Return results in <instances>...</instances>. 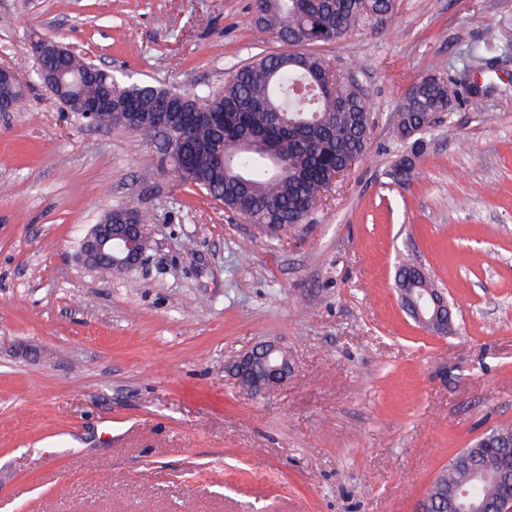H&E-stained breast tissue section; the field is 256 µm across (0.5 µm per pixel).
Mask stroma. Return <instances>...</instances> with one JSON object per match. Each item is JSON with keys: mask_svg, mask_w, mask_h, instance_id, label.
<instances>
[{"mask_svg": "<svg viewBox=\"0 0 512 512\" xmlns=\"http://www.w3.org/2000/svg\"><path fill=\"white\" fill-rule=\"evenodd\" d=\"M255 0H0V64L28 89L0 112V512H416L431 478L512 422V0H400L319 52L370 102L368 150L277 239L170 176L154 148L64 116L29 34L119 79L195 91L279 51ZM451 110L407 180L392 134L426 75ZM485 91L472 104L464 88ZM150 212L139 268L79 258L116 206ZM414 257L446 332L395 288ZM288 348L271 390L226 371ZM430 297L435 307V312L431 317H426L418 304L414 307V311L410 313V316L423 327L435 332H443L448 327V317L446 318L443 312H450L447 298L437 288H435L433 293H430ZM256 358L263 359L269 363H274L277 359L281 360V364L272 366L274 379L272 382L264 386L266 389L276 388L287 380L289 374L288 370H291L292 367V363L288 357V352L278 344L269 341L260 343L252 347L250 350L243 352L237 359L230 363V370L240 384V377L244 369Z\"/></svg>", "mask_w": 512, "mask_h": 512, "instance_id": "stroma-1", "label": "stroma"}]
</instances>
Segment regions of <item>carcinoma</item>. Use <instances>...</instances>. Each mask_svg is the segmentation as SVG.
Here are the masks:
<instances>
[{
    "instance_id": "obj_1",
    "label": "carcinoma",
    "mask_w": 512,
    "mask_h": 512,
    "mask_svg": "<svg viewBox=\"0 0 512 512\" xmlns=\"http://www.w3.org/2000/svg\"><path fill=\"white\" fill-rule=\"evenodd\" d=\"M396 6L397 0H257L253 23L276 33L283 48L233 69L222 87L186 93L163 85L122 84L111 75L89 73L91 64L75 54L50 63L67 75V84L54 98L62 111L80 120L79 101L107 84L123 112L169 113L186 132L175 136L168 159L158 160L160 171L278 237L304 223L328 190L330 178L367 151V97L344 78L330 79L329 62L309 47L333 43L369 21H386ZM447 111L448 81L425 76L399 104L394 135L418 148L415 135L432 116ZM108 125L152 143L165 134V127L152 118L131 129L114 117ZM122 215L148 223L137 207L112 209L113 218ZM416 272L415 265L401 263L395 283L408 294L433 287ZM509 460L512 447L456 453L427 488L432 509L447 508L448 494L457 488H472L486 506H494L512 493L493 479L475 487L470 475L475 469L497 470Z\"/></svg>"
}]
</instances>
